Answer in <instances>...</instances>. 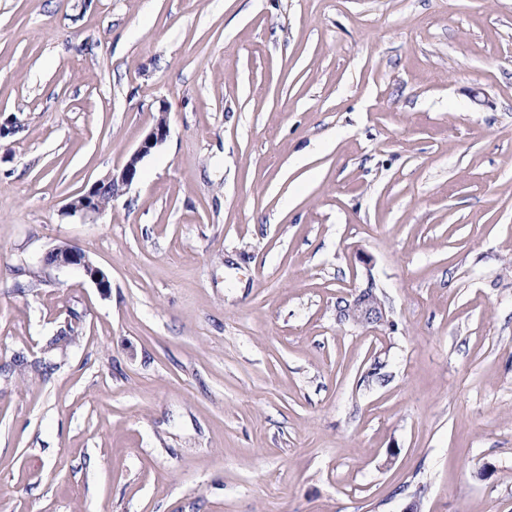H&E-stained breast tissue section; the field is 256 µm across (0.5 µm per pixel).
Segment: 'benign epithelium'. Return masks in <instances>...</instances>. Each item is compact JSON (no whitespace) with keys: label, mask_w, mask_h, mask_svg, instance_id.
<instances>
[{"label":"benign epithelium","mask_w":512,"mask_h":512,"mask_svg":"<svg viewBox=\"0 0 512 512\" xmlns=\"http://www.w3.org/2000/svg\"><path fill=\"white\" fill-rule=\"evenodd\" d=\"M168 133L166 108L162 106L154 125L124 163L112 168L87 189L73 196L65 204L67 214L92 223L100 218L108 209L107 202L123 195L136 181L141 162L165 141ZM44 263L77 268L100 290L110 288L105 273L82 250L75 247L67 244L54 247L46 253ZM336 316L339 321L366 328L390 323L384 302L371 286L354 295L339 298Z\"/></svg>","instance_id":"benign-epithelium-1"}]
</instances>
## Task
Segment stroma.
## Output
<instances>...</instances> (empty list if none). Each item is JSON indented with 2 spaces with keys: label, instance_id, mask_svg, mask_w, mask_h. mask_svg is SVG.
I'll list each match as a JSON object with an SVG mask.
<instances>
[{
  "label": "stroma",
  "instance_id": "obj_1",
  "mask_svg": "<svg viewBox=\"0 0 512 512\" xmlns=\"http://www.w3.org/2000/svg\"><path fill=\"white\" fill-rule=\"evenodd\" d=\"M6 122L0 512H512V0H0ZM154 125L123 164L113 167L87 189L73 196L66 204L67 214L94 223L112 206L114 198L123 195L136 181L143 159L161 145L169 133L166 108L160 106ZM111 201L107 206V202ZM44 263L51 266L74 267L95 284L96 288L106 291L110 282L105 273L95 266L88 256L80 249L67 244L58 245L46 253ZM337 301L338 321L366 328L383 326L390 322L384 302L371 286L354 295L340 297Z\"/></svg>",
  "mask_w": 512,
  "mask_h": 512
}]
</instances>
